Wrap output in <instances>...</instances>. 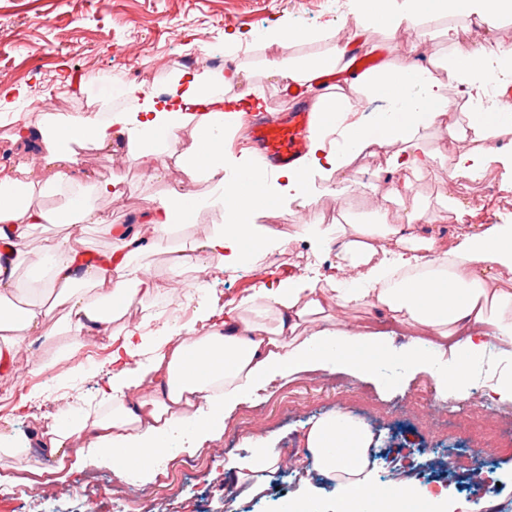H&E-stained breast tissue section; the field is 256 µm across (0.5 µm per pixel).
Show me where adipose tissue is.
Masks as SVG:
<instances>
[{
	"mask_svg": "<svg viewBox=\"0 0 512 512\" xmlns=\"http://www.w3.org/2000/svg\"><path fill=\"white\" fill-rule=\"evenodd\" d=\"M459 16L479 30L472 46L453 48L444 62L448 80H440L425 65L430 22ZM512 17V0H359L354 13V37L376 28L398 32L414 28L418 34L403 45L408 63L379 62L358 71L355 58L333 42L326 30L282 27L266 35L276 51L259 68L283 89L307 97L319 120L307 154L297 166L283 167L266 180L260 196L231 195V174L248 168V158H228L225 136L236 133L248 105L245 95L232 93V82L213 83L201 74L177 72L181 92L159 100L140 88L137 111H117L108 118L83 112L70 118L48 116L39 135L42 149L34 165L0 169V372L13 365L25 339L42 335L54 307H61L62 331L70 336L66 349L52 358L59 365L77 358L102 337L121 334L112 352L116 371L103 390L101 407L67 420L42 424L38 442L54 457L58 470L83 449H96L116 478L129 474L145 478L151 461L166 441L190 433L197 443L218 440L235 409L249 401L274 378L292 380L310 369L350 371L372 376L380 361L396 359L407 366L428 363L431 354L452 343L447 367L434 379L442 394H457L473 373L487 347L503 348V367L493 386L502 400H512V225L474 229L463 234L449 255H442L433 238L412 235L414 224L427 220V207L415 204L398 224H339L332 231L341 238L332 275L336 285L321 288L291 276L254 293L236 305H225L219 321L198 327L175 325L148 362H141L144 334L140 325L124 324L136 300L160 295L157 278L142 274L135 263L146 247L170 248L180 226L190 223L201 201L185 193L162 201L147 224L135 234L112 226L116 246L111 255L86 262L83 232L88 224H111L95 201L118 191L117 181L98 182L76 167V145L112 147L113 134L122 135L128 160L145 168L171 149L176 131L191 129L194 143L183 155L185 171L214 182L212 204L227 208L234 223L214 224L198 241L199 249L215 258L213 269L234 267L251 242L255 255L280 245L259 233L252 215L277 200L289 208L296 200H312L319 180L331 179L371 144L387 152L398 178L390 196L404 197L413 180L445 151H453L455 173L482 176L496 167L512 174V149L492 142L512 133V106L480 100L488 85L512 84V45L500 43L497 31ZM324 43L311 55H292V47ZM348 73L346 86L313 92L326 73ZM456 85L465 109L447 122L452 103L449 85ZM369 102L379 110L366 111ZM383 128L371 139V128ZM437 133L434 149L419 140L422 131ZM60 196L64 206L48 216L39 203L44 193ZM68 231L29 259L27 240L34 225L49 219ZM27 264L46 268L49 277L37 297L19 301V271ZM366 305L383 310L415 333L408 347L393 349L375 334L342 322L346 310ZM335 330H327V323ZM303 441L311 468L335 480L339 512H406L420 499L428 512H447L445 492L420 491L410 480L378 483L369 478V427L345 409L315 420ZM281 465L269 438H251L247 457L224 465L245 486L248 495L265 491L262 479Z\"/></svg>",
	"mask_w": 512,
	"mask_h": 512,
	"instance_id": "obj_1",
	"label": "adipose tissue"
}]
</instances>
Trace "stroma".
<instances>
[{"instance_id":"obj_1","label":"stroma","mask_w":512,"mask_h":512,"mask_svg":"<svg viewBox=\"0 0 512 512\" xmlns=\"http://www.w3.org/2000/svg\"><path fill=\"white\" fill-rule=\"evenodd\" d=\"M342 18L336 0H0V113L26 116L35 127L42 118L35 104L48 84L64 88L63 106H106L112 98L113 72H122L124 83L138 85L142 74L164 70L179 56L206 49L219 51L231 65L251 63L263 53L261 45L249 39L256 29L290 23L321 30L335 27ZM229 33L239 34L240 42H225ZM130 42L142 48L133 72L125 70L120 55ZM190 143L187 137L177 140L173 156L165 158L157 173L125 162L127 147L117 136L108 153L79 147L77 166L101 179L121 177L120 194L104 205L112 223L127 224L143 219L171 196L170 183L180 171L177 154ZM452 162V155L437 157L414 187L416 197L430 209L440 207ZM349 171L354 194L350 217L363 220L383 200L393 175L367 154L356 158ZM344 320L374 325L382 341L394 347L413 340L378 309H354ZM67 342L52 325L24 342L11 372L0 375V434L33 441L39 422L51 419L43 402L50 387L65 399L98 404L101 390L112 379V343L106 339L87 347V354L96 358L93 367L79 365L68 374L56 368L38 373L37 364ZM491 380L488 373L472 375L458 394L445 397L426 370L412 371L388 361L371 379L314 369L288 383L273 380L236 409L219 441L200 447L190 437L181 441L170 453L167 469L154 472L142 491L126 495L119 512H143L151 496L167 503L168 512H286L305 482L318 512H338L333 481L304 469L303 435L310 421L340 406L363 420L377 440L373 481L411 478L417 487L441 486L449 497L468 503L489 495L497 502L494 512H512V451L481 452L461 434L434 436L411 413L418 400L433 420L477 414L512 433V401L496 400ZM260 429L272 434L283 465L264 497L246 500L225 475L224 463L245 456L250 435ZM89 480L107 499L120 484L111 467L84 455L66 473L56 495L65 498Z\"/></svg>"}]
</instances>
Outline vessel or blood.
Segmentation results:
<instances>
[{"mask_svg":"<svg viewBox=\"0 0 512 512\" xmlns=\"http://www.w3.org/2000/svg\"><path fill=\"white\" fill-rule=\"evenodd\" d=\"M251 136L270 167L295 165L305 154L307 138L317 123V114L305 108L289 109L286 115L268 118L247 115Z\"/></svg>","mask_w":512,"mask_h":512,"instance_id":"1","label":"vessel or blood"}]
</instances>
